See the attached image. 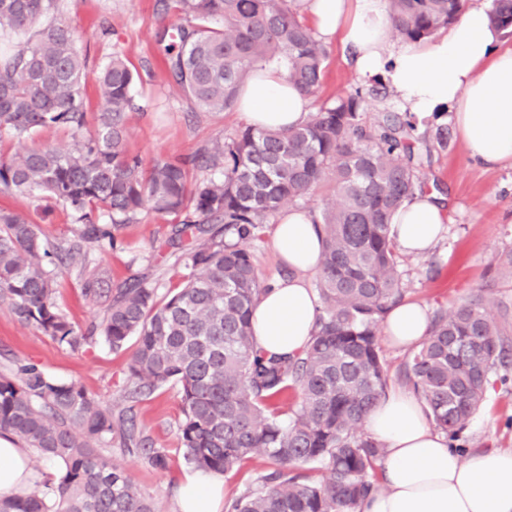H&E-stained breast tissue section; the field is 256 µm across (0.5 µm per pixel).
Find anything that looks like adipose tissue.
<instances>
[{
  "label": "adipose tissue",
  "instance_id": "ef3b65f1",
  "mask_svg": "<svg viewBox=\"0 0 512 512\" xmlns=\"http://www.w3.org/2000/svg\"><path fill=\"white\" fill-rule=\"evenodd\" d=\"M489 4L473 6L434 38L394 42L385 0H309L304 21L319 39L354 53L358 75L380 76L411 112L441 108L453 123L467 156L496 166L512 164V47L500 45ZM238 110L259 129H286L308 120L310 98L288 80L283 66L269 65L244 88ZM448 216L435 194L420 193L392 216L391 234L407 254L428 251ZM273 249L287 276L275 277L251 317L253 341L269 353L301 351L314 330L318 298L308 276L318 270L323 236L316 213L291 208L277 217ZM429 327L426 306L393 307L384 335L409 348ZM364 427L385 446L381 487L360 512H512V449L458 453L434 431L414 393L388 391L368 412ZM33 449L0 435V494H28L40 477ZM175 512H224V476L197 471L176 489Z\"/></svg>",
  "mask_w": 512,
  "mask_h": 512
}]
</instances>
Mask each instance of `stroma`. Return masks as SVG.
Instances as JSON below:
<instances>
[{
    "instance_id": "1",
    "label": "stroma",
    "mask_w": 512,
    "mask_h": 512,
    "mask_svg": "<svg viewBox=\"0 0 512 512\" xmlns=\"http://www.w3.org/2000/svg\"><path fill=\"white\" fill-rule=\"evenodd\" d=\"M160 9L158 0H62V15L74 28L89 69H100L118 53L139 72L135 94L141 108L128 116L126 146L148 165L191 154L245 123L237 111L192 114L189 101L163 64V47L156 39L162 25ZM325 48V77L313 100L317 108L369 86L356 73L349 51L333 42ZM419 151L426 188L443 198L450 219L429 251L401 254L405 300L425 304L432 312H449L462 301L481 295L490 305L503 303L512 308V268L503 264L504 256L512 253V165L487 168L476 164L457 140L445 151L423 142ZM1 207L30 216L53 240L69 238L75 225L73 212L50 199L0 193ZM174 223V217L141 212L122 230L113 249L89 251L86 263L101 271L112 286L145 275L155 280L160 290L181 287L189 271L171 244ZM78 272L75 266L61 269L57 302L81 332L101 320L103 307L83 297ZM19 359L37 363L58 381L79 382L113 411L132 409L145 435L168 450V468L153 469L143 458L123 452L116 444L104 453L127 468L162 512H174V487L193 470L178 449L181 403L175 390H159L128 403L123 396L126 354L112 353L100 343L71 349L0 307V374L14 368ZM506 376V383L489 390L471 419L464 433L467 449L512 448V367Z\"/></svg>"
}]
</instances>
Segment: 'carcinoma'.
Wrapping results in <instances>:
<instances>
[{"mask_svg": "<svg viewBox=\"0 0 512 512\" xmlns=\"http://www.w3.org/2000/svg\"><path fill=\"white\" fill-rule=\"evenodd\" d=\"M183 21L162 27L167 70L194 110L231 112L257 68L282 63L303 94H318L327 52L288 0H175ZM397 36L417 42L451 25L466 0H387ZM59 0H0V141L43 128L71 132L75 147L0 149V192L44 195L69 206L77 226L56 243L25 215L0 209V304L73 350L101 339L114 353L135 348L126 398L173 387L181 402L177 439L186 462L228 474L256 456L273 469L225 506L226 512H357L379 488L373 478L384 446L363 432L365 415L386 394L378 328L402 299L390 234L393 212L423 191L411 115L385 112L363 122L361 90L339 96L304 124L283 131L242 126L174 160L145 166L128 152V115L138 73L115 54L95 73L103 104L86 111V58ZM491 24L512 34V0H492ZM452 124L433 143L449 147ZM210 175L192 179V172ZM325 185L324 249L316 290L321 302L307 348L266 354L252 342L250 317L265 293L251 253L263 226L285 204ZM145 209L179 218L173 239L190 270L162 294L146 276L110 287L83 272L82 294L105 299L103 317L75 330L56 298L58 273L88 250L112 247ZM105 214L109 222L101 224ZM508 307L482 296L435 313L426 337L400 371L426 406L433 428L459 440L512 360ZM295 393L287 412L275 402ZM0 433L44 462L64 468L34 495L0 496V512H159L154 500L102 449L119 440L156 470L165 449L139 429L132 409L112 414L77 382L61 383L37 364L0 375ZM321 472L314 480L298 471Z\"/></svg>", "mask_w": 512, "mask_h": 512, "instance_id": "1", "label": "carcinoma"}]
</instances>
